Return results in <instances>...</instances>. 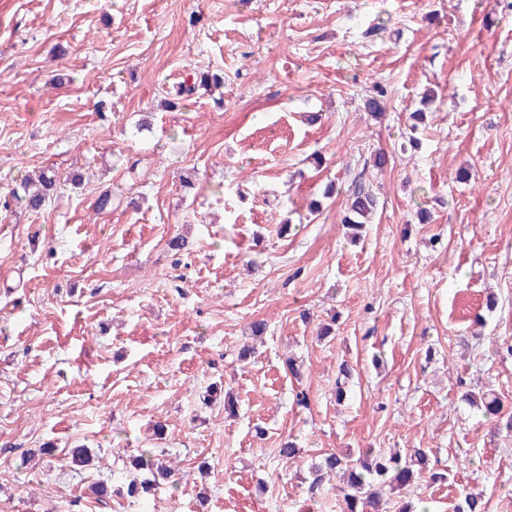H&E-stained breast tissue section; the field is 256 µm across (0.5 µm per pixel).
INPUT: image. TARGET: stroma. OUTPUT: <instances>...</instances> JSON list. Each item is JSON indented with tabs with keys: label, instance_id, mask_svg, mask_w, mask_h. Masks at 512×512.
<instances>
[{
	"label": "stroma",
	"instance_id": "stroma-1",
	"mask_svg": "<svg viewBox=\"0 0 512 512\" xmlns=\"http://www.w3.org/2000/svg\"><path fill=\"white\" fill-rule=\"evenodd\" d=\"M219 70L222 90L167 108L187 74ZM38 167L83 182L0 211V442L21 445L0 455V512H334L339 477L314 493L308 468L361 448H424L448 475L379 512H455L465 493L512 512V438L461 399L491 389L512 416L504 0H0V196ZM358 181L378 204L354 235ZM262 319L255 361L231 362ZM212 385L236 416L204 404ZM80 445L94 461L77 471ZM144 448L180 483L143 510L90 494Z\"/></svg>",
	"mask_w": 512,
	"mask_h": 512
}]
</instances>
